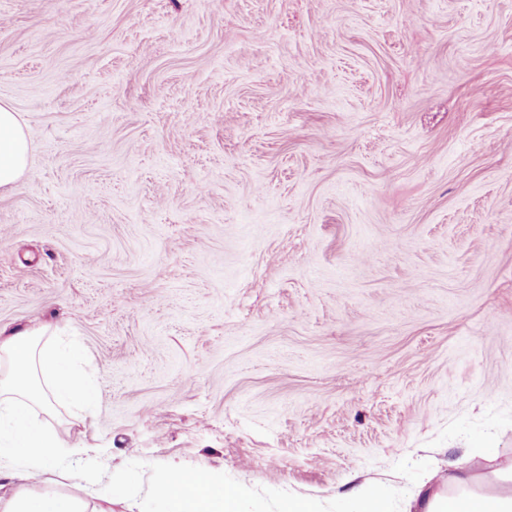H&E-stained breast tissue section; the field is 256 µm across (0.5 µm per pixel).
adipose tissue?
<instances>
[{
  "instance_id": "ef3b65f1",
  "label": "adipose tissue",
  "mask_w": 512,
  "mask_h": 512,
  "mask_svg": "<svg viewBox=\"0 0 512 512\" xmlns=\"http://www.w3.org/2000/svg\"><path fill=\"white\" fill-rule=\"evenodd\" d=\"M30 154L28 132L18 112L0 102V189L13 188L25 173ZM0 359L8 372L0 377V478L18 474L25 489L0 500V512H101L90 501L46 489L29 492L43 482L57 455V442L35 417L52 403L92 408L95 389L78 368L68 344H39L35 331H15L0 338Z\"/></svg>"
}]
</instances>
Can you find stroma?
<instances>
[{"label": "stroma", "instance_id": "obj_1", "mask_svg": "<svg viewBox=\"0 0 512 512\" xmlns=\"http://www.w3.org/2000/svg\"><path fill=\"white\" fill-rule=\"evenodd\" d=\"M0 99L63 446L324 503L512 463V0H0ZM29 154V136L19 113L0 102V189L17 185L28 167Z\"/></svg>", "mask_w": 512, "mask_h": 512}]
</instances>
